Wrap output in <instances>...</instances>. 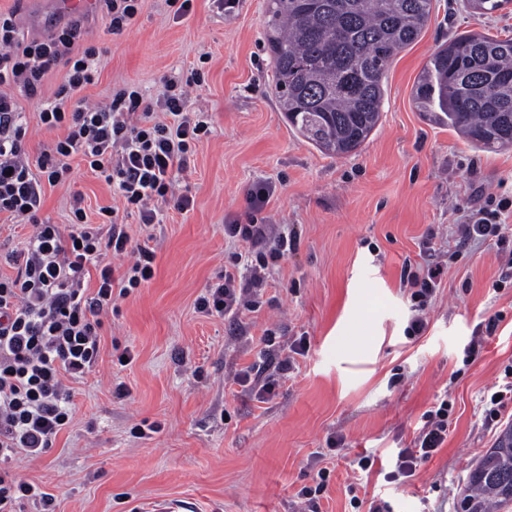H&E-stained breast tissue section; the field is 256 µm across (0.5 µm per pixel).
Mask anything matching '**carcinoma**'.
Masks as SVG:
<instances>
[{
    "instance_id": "1",
    "label": "carcinoma",
    "mask_w": 512,
    "mask_h": 512,
    "mask_svg": "<svg viewBox=\"0 0 512 512\" xmlns=\"http://www.w3.org/2000/svg\"><path fill=\"white\" fill-rule=\"evenodd\" d=\"M509 0H467L477 17ZM434 0H268L271 92L289 129L330 157L358 152L382 116L383 80L414 43ZM428 121L483 149L512 148V38L470 31L441 45L412 94ZM462 512L512 504V426L469 474Z\"/></svg>"
}]
</instances>
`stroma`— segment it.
Listing matches in <instances>:
<instances>
[{"label": "stroma", "instance_id": "1", "mask_svg": "<svg viewBox=\"0 0 512 512\" xmlns=\"http://www.w3.org/2000/svg\"><path fill=\"white\" fill-rule=\"evenodd\" d=\"M266 8L267 0H194L178 18L165 0H143L118 34L101 9L82 19L77 49L100 52L99 78L82 92L87 103L103 104L131 84L153 102L166 80L195 68L204 80L189 100L210 133L178 175L177 191L191 206L161 207L153 279L117 299L104 321L98 364L74 386L70 428L40 459L11 463L54 495L55 512H133L154 499L182 501L190 512H306L300 492L321 482L317 512L380 504L387 512H457L470 465L512 424V404L497 422L484 419L485 398L512 366V281L501 280L512 269V239L501 248L458 243L424 312L427 328L411 339L414 311L402 282L428 233L447 249L464 208L512 188V149H474L426 121L412 101L444 41L469 30L512 37V2L478 18L464 0H436L419 39L388 67L378 129L343 158L289 130L270 91ZM60 77L45 75L40 100L16 97L30 156L55 138L38 110ZM261 182L276 190L254 214L247 194ZM77 191L92 224L101 208L121 204L104 178L79 165L47 191L42 218L69 231ZM253 217L294 232L298 247L269 276L264 304L246 314L248 334L238 338L194 304L239 249L225 224ZM493 315L499 322L490 332ZM268 329L281 347L302 336L308 349L276 396L261 402L231 375L257 360ZM123 349L133 357L126 366L117 360ZM443 400L447 441L411 476L391 479L399 450L412 446L426 411ZM143 422L159 432L133 437ZM366 456L372 465L364 470Z\"/></svg>", "mask_w": 512, "mask_h": 512}]
</instances>
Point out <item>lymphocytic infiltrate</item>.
Wrapping results in <instances>:
<instances>
[{
	"instance_id": "lymphocytic-infiltrate-1",
	"label": "lymphocytic infiltrate",
	"mask_w": 512,
	"mask_h": 512,
	"mask_svg": "<svg viewBox=\"0 0 512 512\" xmlns=\"http://www.w3.org/2000/svg\"><path fill=\"white\" fill-rule=\"evenodd\" d=\"M82 35L74 20L45 39L24 41L13 14L0 13V216L29 227L24 248L9 257L11 274H0V512H15L24 501L38 502L54 512V498L7 469L18 454L38 457L53 448L58 435L73 420L71 383L84 380L101 356L103 314L115 299L129 295L152 279L156 250L149 241H133L126 224L138 215L141 224L159 223V203L173 202L187 209L189 197L175 193L176 177L187 164L196 142L210 132L207 121L192 112L188 90L200 83L198 72L180 81L169 80L159 99L146 101L138 87L127 86L100 105L86 104L82 92L99 76L95 48L75 51ZM63 75L52 101L38 112L41 126L57 132V139L36 158H29L23 142L27 133L13 89L38 97L45 74ZM113 186L121 208L101 209V225L88 223L81 193H74L72 229L39 213L46 188L64 183L73 160ZM512 216V193L490 195L485 206L456 225L463 241L494 239L505 242ZM225 235L251 248L248 275L225 270L196 301L198 312L228 319L236 333H244L243 311L260 310L259 293L270 273L297 246L295 234L273 232L271 225L235 221ZM133 254L123 272H115L111 257ZM444 263L426 254L423 264L407 271L406 283L416 311L407 333L420 335L422 312L436 292ZM290 356L261 351L258 365L234 378L235 384H258L257 396L275 395L281 379L293 368V355L304 354L305 339L290 346ZM277 374H268V366ZM448 437V404L428 411L427 422L413 447L399 451L398 474L410 475L417 460L429 458Z\"/></svg>"
}]
</instances>
